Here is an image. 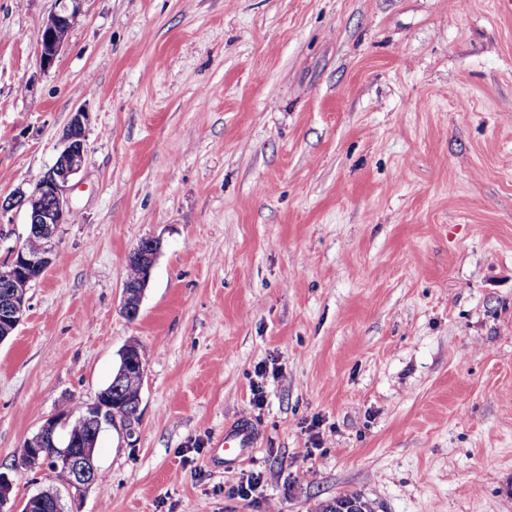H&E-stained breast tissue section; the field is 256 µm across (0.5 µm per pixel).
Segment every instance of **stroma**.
Here are the masks:
<instances>
[{"label": "stroma", "mask_w": 512, "mask_h": 512, "mask_svg": "<svg viewBox=\"0 0 512 512\" xmlns=\"http://www.w3.org/2000/svg\"><path fill=\"white\" fill-rule=\"evenodd\" d=\"M0 0V198L86 157L0 343V471L119 352L81 512H512V0ZM162 243L139 315L126 260ZM254 448L212 459L224 425ZM69 2V3H67ZM82 0H60L59 10L54 12L43 26L39 47V63L44 69L54 66L58 55L66 44L69 31L73 25L74 19L80 11ZM61 27H67L68 30H62L61 38L57 36V31ZM354 505V506H352ZM344 506H352L359 509L358 512H373L368 501L359 495L346 494L336 497L332 501H328L320 505L318 512H341Z\"/></svg>", "instance_id": "stroma-1"}]
</instances>
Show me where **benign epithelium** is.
Instances as JSON below:
<instances>
[{
	"label": "benign epithelium",
	"mask_w": 512,
	"mask_h": 512,
	"mask_svg": "<svg viewBox=\"0 0 512 512\" xmlns=\"http://www.w3.org/2000/svg\"><path fill=\"white\" fill-rule=\"evenodd\" d=\"M81 2L82 0H59V10L43 26L39 47V63L42 68L49 69L54 66L66 44V39L59 38L57 31L62 27H72ZM87 121L88 113L84 110L79 109L72 113L54 163L33 190L29 193L20 192L6 201L0 200V240L9 235L6 227L13 224V217L9 213L24 206L27 213V236H35L41 241V248L35 253L28 252L21 244L10 249L7 263L0 267V343L12 336L21 323L28 307V292L51 265L59 226L69 220L72 211L70 183L82 170L85 162ZM159 251L160 242L154 238H146L132 252V258L141 268V275L137 280L123 284L122 312L129 319L135 318L139 313ZM131 351L130 345L123 349L125 364L118 374V380L141 389L147 374L146 363L142 359H129ZM141 402L140 395L135 399H126L125 405L132 408V413L123 414L112 409V391L100 392L93 402L82 405L79 417L76 418L73 412L66 411L46 419L38 432L28 439L31 455L38 459L48 445L63 447L58 460L70 472L67 493L76 502L89 487L96 484L98 467L95 448L104 428L114 426L119 417L125 422L131 420L138 414ZM75 418L83 423L86 434L76 439L65 438L55 442L58 432L66 429ZM12 489L13 482L9 475L0 472V512H15ZM42 508L47 512H68L57 490L48 500L41 493L30 498L27 512Z\"/></svg>",
	"instance_id": "1"
}]
</instances>
